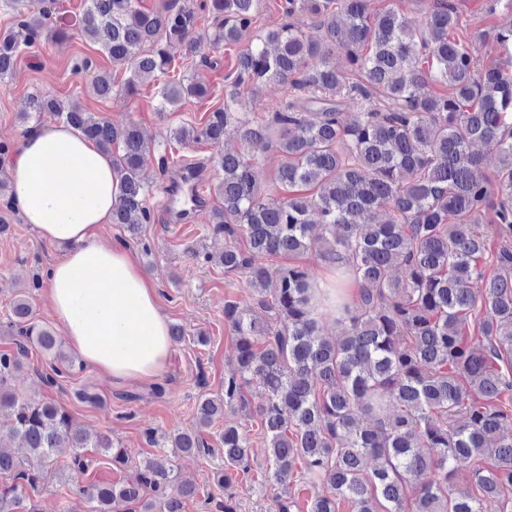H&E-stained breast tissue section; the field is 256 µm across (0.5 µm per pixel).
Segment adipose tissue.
Wrapping results in <instances>:
<instances>
[{
    "mask_svg": "<svg viewBox=\"0 0 512 512\" xmlns=\"http://www.w3.org/2000/svg\"><path fill=\"white\" fill-rule=\"evenodd\" d=\"M119 182L111 158L63 123L30 131L13 157L15 209L63 251L48 271L52 313L83 363L125 381L157 376L172 344L134 252L99 237L112 220Z\"/></svg>",
    "mask_w": 512,
    "mask_h": 512,
    "instance_id": "adipose-tissue-1",
    "label": "adipose tissue"
}]
</instances>
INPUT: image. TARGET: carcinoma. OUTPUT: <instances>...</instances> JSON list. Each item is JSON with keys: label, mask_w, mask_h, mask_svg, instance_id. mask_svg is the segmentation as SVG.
<instances>
[{"label": "carcinoma", "mask_w": 512, "mask_h": 512, "mask_svg": "<svg viewBox=\"0 0 512 512\" xmlns=\"http://www.w3.org/2000/svg\"><path fill=\"white\" fill-rule=\"evenodd\" d=\"M137 0H85L78 25L112 66L129 71L123 85L99 71L92 89L101 99L132 96L147 81L159 85L157 112H173L185 98L207 88L191 78L167 79L179 52L192 51L187 37L195 8L169 0L142 10ZM259 0H202L224 16L208 37L220 48L243 44L235 56L224 106L201 126L170 131L179 144L224 142L234 134L242 152H226L216 166L213 234L224 249L209 262L242 277L267 320L247 317L232 299L224 322L235 333L237 368L224 391L204 395L194 431L173 436L144 431L153 448L212 456L202 428L224 408H245L244 388L263 385L257 410L268 448L267 466L277 512H291L288 491L294 466L326 491L310 512H483V500L512 512V71L484 65L477 45L492 41L512 49V26L459 34L453 0H429L421 27H409L392 8L374 0H286L285 20L251 34ZM41 8L24 16L19 31L0 32V82L41 35L62 38L67 21ZM322 31L310 40L303 26ZM345 54L349 68L336 66ZM251 84L289 86L271 116H249L236 89ZM359 112L344 124L345 100ZM26 118L48 115L78 128L112 155L120 172L112 223L151 253L141 238L151 221L150 187L141 177L153 150L141 127L115 122L76 102L35 96ZM500 159L486 174L476 145ZM272 147L282 155L275 184L302 186L309 194L274 195L259 185L248 150ZM11 144L0 142V199L11 206L7 161ZM501 243L491 250L490 238ZM316 252L336 265V300L316 311L315 285L296 258ZM288 258L275 274L258 258ZM402 275L396 277L393 270ZM356 283L353 305L344 303ZM328 316L347 321L344 336L321 334ZM4 332L15 349L0 351V413H7L10 450L0 444V512H38L27 494L42 479L40 466L60 448L71 451L70 472L86 470L84 451L95 448L123 467L127 454L106 434L72 427L64 406L20 398L10 379L36 348L51 357L38 371L43 388L57 387L75 359L59 348L50 329L37 323L30 297L14 300ZM224 459L215 464L217 484L229 472L250 470L249 439L224 425ZM465 474L469 486L454 478ZM198 487L172 463L142 461L121 484L82 490L84 512H184Z\"/></svg>", "instance_id": "1"}]
</instances>
